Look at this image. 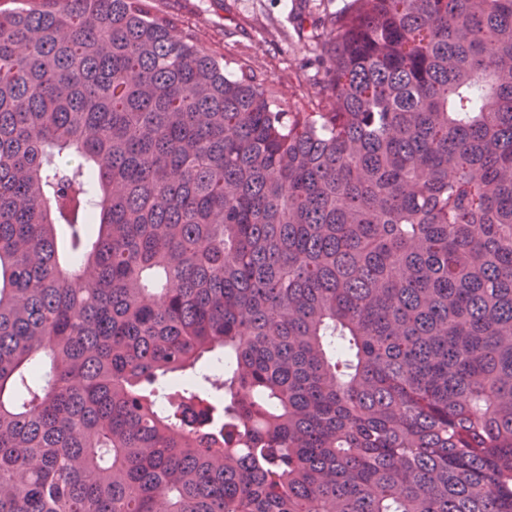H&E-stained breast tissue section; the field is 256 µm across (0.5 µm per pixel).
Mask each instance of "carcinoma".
Masks as SVG:
<instances>
[{
	"instance_id": "obj_1",
	"label": "carcinoma",
	"mask_w": 512,
	"mask_h": 512,
	"mask_svg": "<svg viewBox=\"0 0 512 512\" xmlns=\"http://www.w3.org/2000/svg\"><path fill=\"white\" fill-rule=\"evenodd\" d=\"M319 60L0 7V512H512V0Z\"/></svg>"
}]
</instances>
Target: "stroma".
<instances>
[{
	"label": "stroma",
	"instance_id": "stroma-1",
	"mask_svg": "<svg viewBox=\"0 0 512 512\" xmlns=\"http://www.w3.org/2000/svg\"><path fill=\"white\" fill-rule=\"evenodd\" d=\"M346 0H161L228 71L253 69L291 112H308L321 25Z\"/></svg>",
	"mask_w": 512,
	"mask_h": 512
}]
</instances>
